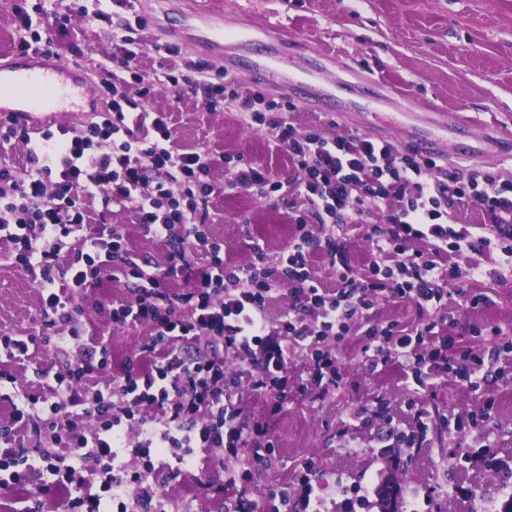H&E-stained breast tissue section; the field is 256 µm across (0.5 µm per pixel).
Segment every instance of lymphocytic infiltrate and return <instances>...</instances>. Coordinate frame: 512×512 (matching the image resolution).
<instances>
[{"instance_id": "lymphocytic-infiltrate-1", "label": "lymphocytic infiltrate", "mask_w": 512, "mask_h": 512, "mask_svg": "<svg viewBox=\"0 0 512 512\" xmlns=\"http://www.w3.org/2000/svg\"><path fill=\"white\" fill-rule=\"evenodd\" d=\"M35 9L42 29L18 48L57 56L69 15L52 0H37ZM143 30L139 19L112 29L124 73L104 82L108 108L99 121L49 129L36 141L17 120L0 122V141L27 149L23 168L0 164V246L36 288L41 316L39 328L0 332V380L22 400L0 424V486L27 483L18 464L35 443L53 484L37 487L33 512H45L56 487L66 492V512H168L171 499L161 489L194 466L197 450L227 449L246 467L261 460L263 424L240 383L268 397L270 416L282 412L290 390L326 394L343 380L340 349L351 335L365 363L396 359L416 386L451 376L480 391L483 360L455 353L447 325L449 281L480 273L448 261L475 245L455 227L456 204L476 203L495 229L480 244L512 259V180L482 169L463 177L436 156L382 139L298 131L286 117L287 100L231 76L213 80L197 62L190 86L202 89L207 107L234 109L264 129L298 175L281 181L232 155L218 161L203 150L179 151L168 113L146 106L154 84L179 85L178 51L149 42ZM151 52L170 62L147 74L139 61ZM219 162L220 182L212 176ZM228 187L295 207L296 233L277 262L259 250L249 265L233 264L209 236V205ZM97 207L132 212L165 244L164 263L137 261L125 225L92 220ZM375 214L382 217L376 224ZM365 223L375 253L357 271L336 236L344 225ZM315 249L335 267V289L319 286ZM174 278L179 287H171ZM119 280L126 299L102 297L101 314L113 327L148 333L134 365L112 372L102 391L108 346L76 301ZM283 293L288 308L271 318ZM383 297L412 302L418 322L372 323ZM129 451L140 461L132 472ZM166 454L175 466L155 464Z\"/></svg>"}]
</instances>
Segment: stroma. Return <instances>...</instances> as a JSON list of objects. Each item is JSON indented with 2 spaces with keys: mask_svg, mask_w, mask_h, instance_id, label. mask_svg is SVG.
Listing matches in <instances>:
<instances>
[{
  "mask_svg": "<svg viewBox=\"0 0 512 512\" xmlns=\"http://www.w3.org/2000/svg\"><path fill=\"white\" fill-rule=\"evenodd\" d=\"M134 6L149 40L176 46L185 61H206L214 74L227 68L239 47L206 45L220 22L256 49L255 69L236 72V79L267 97L283 98L284 90L260 71L284 57L295 77L347 108L341 116L296 104L290 118L298 129L315 127L330 138L398 139L406 148L414 146L415 130L426 129L451 170L480 168L512 179V0H135ZM58 51L62 61H78L76 76L92 91L83 106L87 118H94L107 105L102 81L112 65L111 25L90 28L80 14H72ZM362 75L378 85L382 102L376 111L358 108ZM149 106L170 112L178 148L239 155L283 181L297 175L287 154L263 131L250 128L233 110H208L203 96L186 85L155 86ZM437 112L457 113L464 132L431 126ZM487 136L496 137L498 155L463 156V145ZM209 211L211 236L223 241L225 257L240 265L257 246L267 260H275L294 236L291 209L241 188L226 189ZM472 256L483 275L449 283L448 307L459 349L485 358L484 389L495 405L481 409L474 393L448 377L425 388L428 432L401 471L405 498L418 500L422 512H461V499L486 493L496 483L480 458L488 441L496 443L494 455L512 458V378L497 373L512 357L503 350L512 340V265L496 249ZM479 292L487 303L471 307L468 295ZM37 311L38 295L24 270L0 255V331L29 326ZM491 326L498 335L488 334ZM343 358L346 376L338 388L323 397L290 393L283 414L267 420L273 447L266 462L250 467L242 512H261L266 490L305 474L326 487V512H339L353 490L371 494L390 432L414 430V413L407 408L412 394L401 368L363 363L352 340ZM476 413L483 416L478 424L459 433L448 430L449 419L470 420ZM452 448H469L473 455L457 461L448 456Z\"/></svg>",
  "mask_w": 512,
  "mask_h": 512,
  "instance_id": "35a3bbf8",
  "label": "stroma"
}]
</instances>
